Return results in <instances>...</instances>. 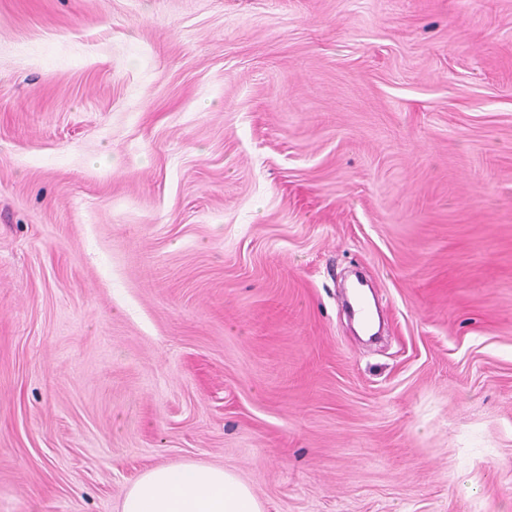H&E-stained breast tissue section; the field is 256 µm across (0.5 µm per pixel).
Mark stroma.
<instances>
[{"label":"stroma","mask_w":512,"mask_h":512,"mask_svg":"<svg viewBox=\"0 0 512 512\" xmlns=\"http://www.w3.org/2000/svg\"><path fill=\"white\" fill-rule=\"evenodd\" d=\"M189 460L512 512V0H0V512Z\"/></svg>","instance_id":"obj_1"}]
</instances>
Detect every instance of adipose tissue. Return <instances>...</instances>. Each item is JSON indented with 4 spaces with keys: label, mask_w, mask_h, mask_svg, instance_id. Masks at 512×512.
I'll list each match as a JSON object with an SVG mask.
<instances>
[{
    "label": "adipose tissue",
    "mask_w": 512,
    "mask_h": 512,
    "mask_svg": "<svg viewBox=\"0 0 512 512\" xmlns=\"http://www.w3.org/2000/svg\"><path fill=\"white\" fill-rule=\"evenodd\" d=\"M120 512H265L234 472L185 462L144 471L126 490Z\"/></svg>",
    "instance_id": "adipose-tissue-1"
}]
</instances>
